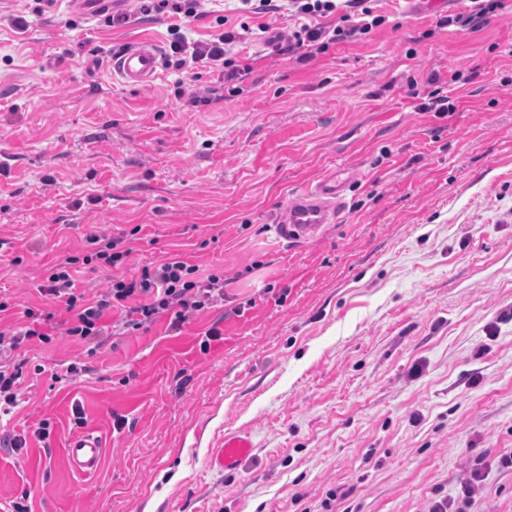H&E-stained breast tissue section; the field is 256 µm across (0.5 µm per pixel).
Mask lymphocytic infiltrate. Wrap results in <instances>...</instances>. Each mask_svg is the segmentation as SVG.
<instances>
[{
  "label": "lymphocytic infiltrate",
  "instance_id": "lymphocytic-infiltrate-1",
  "mask_svg": "<svg viewBox=\"0 0 512 512\" xmlns=\"http://www.w3.org/2000/svg\"><path fill=\"white\" fill-rule=\"evenodd\" d=\"M353 14L343 15V23L333 29L304 25L289 36L288 51L299 64H307L324 53L331 43L357 39L382 25L383 15L374 13L369 0H351ZM237 35L232 31L216 34L212 40L188 42L180 30H173L165 52L169 65L188 70L202 63L224 72L225 85L243 82L252 67L245 59L233 56ZM86 241L90 254L70 256L56 265L38 288L46 299L64 306L68 318L64 333L89 344H99L108 330L106 317L120 312L121 330L140 329L161 317H168L169 327L181 331L186 323L224 299V278L211 273L200 275L197 265L178 254L167 255L157 263L146 265L136 274L126 276L119 269L127 264L133 249L127 237L93 233ZM95 264L112 273L108 285L99 295L90 297L75 286L77 264ZM24 326L0 329V413L10 412L19 401L22 366L7 360V353L18 350L28 341H51L46 328L52 318L42 307L29 306L23 311Z\"/></svg>",
  "mask_w": 512,
  "mask_h": 512
}]
</instances>
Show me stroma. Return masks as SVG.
<instances>
[{
	"label": "stroma",
	"instance_id": "obj_1",
	"mask_svg": "<svg viewBox=\"0 0 512 512\" xmlns=\"http://www.w3.org/2000/svg\"><path fill=\"white\" fill-rule=\"evenodd\" d=\"M474 32L439 27L471 11L449 0L331 44L305 65L256 29L287 35L286 9L243 14L209 0L110 24L70 0H0V324L44 305L38 286L93 232L139 228L140 267L180 253L223 273L224 300L170 335L167 319L100 349L67 336L22 346L21 403L0 431V503L31 512H512V0ZM21 16L27 29L13 27ZM248 24L253 71L237 95L205 64L162 67L151 86L113 78L112 55ZM437 75L451 112L418 111L409 81ZM334 167L354 178L322 239L270 236L281 201ZM221 338L200 344L211 325ZM88 373L69 377L70 363ZM84 410L101 470L77 475L62 449ZM127 424L114 429L115 417ZM49 422L50 435L35 431ZM250 433L237 470H210L225 432Z\"/></svg>",
	"mask_w": 512,
	"mask_h": 512
}]
</instances>
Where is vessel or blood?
<instances>
[{
  "label": "vessel or blood",
  "instance_id": "obj_1",
  "mask_svg": "<svg viewBox=\"0 0 512 512\" xmlns=\"http://www.w3.org/2000/svg\"><path fill=\"white\" fill-rule=\"evenodd\" d=\"M160 67V51L149 41L129 46L112 58L113 73L124 85L135 88L151 85ZM346 184V177L337 170L307 182L292 194L271 226L279 244L285 246L320 237L326 225L335 223L345 209ZM252 448L248 433H228L211 452L208 464L217 471L234 470L250 455ZM64 453L73 471L90 475L101 465L103 445L95 430L87 429L67 441Z\"/></svg>",
  "mask_w": 512,
  "mask_h": 512
}]
</instances>
